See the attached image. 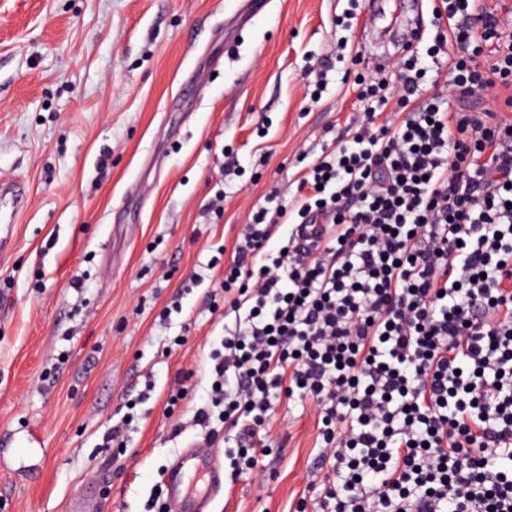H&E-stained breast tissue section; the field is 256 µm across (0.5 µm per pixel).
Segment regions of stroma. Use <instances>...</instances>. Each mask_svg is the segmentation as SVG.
<instances>
[{
  "label": "stroma",
  "instance_id": "stroma-1",
  "mask_svg": "<svg viewBox=\"0 0 512 512\" xmlns=\"http://www.w3.org/2000/svg\"><path fill=\"white\" fill-rule=\"evenodd\" d=\"M392 0H0V512H156L205 433L224 325L213 266L274 190H295L349 123L374 51L396 56ZM346 42L337 51V42ZM171 309L160 322L163 309ZM182 344L163 356L167 338ZM191 394L168 412L169 393ZM126 449L102 433L129 399ZM311 406L283 401L265 485L227 481L213 512H293L322 485ZM24 193L19 182L7 181L0 183V222L14 223L17 212L25 203Z\"/></svg>",
  "mask_w": 512,
  "mask_h": 512
}]
</instances>
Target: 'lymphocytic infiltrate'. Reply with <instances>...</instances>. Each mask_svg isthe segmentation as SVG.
I'll return each mask as SVG.
<instances>
[{"label":"lymphocytic infiltrate","mask_w":512,"mask_h":512,"mask_svg":"<svg viewBox=\"0 0 512 512\" xmlns=\"http://www.w3.org/2000/svg\"><path fill=\"white\" fill-rule=\"evenodd\" d=\"M432 15L433 45L394 64L407 115L363 87V126L254 213L220 283L234 325L191 424L235 429L232 476L262 481L276 403L313 404L317 512H512V31L470 0ZM494 87L496 109L453 106Z\"/></svg>","instance_id":"1"}]
</instances>
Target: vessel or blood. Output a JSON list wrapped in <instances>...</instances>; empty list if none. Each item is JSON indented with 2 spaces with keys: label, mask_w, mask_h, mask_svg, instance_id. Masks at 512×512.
Masks as SVG:
<instances>
[{
  "label": "vessel or blood",
  "mask_w": 512,
  "mask_h": 512,
  "mask_svg": "<svg viewBox=\"0 0 512 512\" xmlns=\"http://www.w3.org/2000/svg\"><path fill=\"white\" fill-rule=\"evenodd\" d=\"M25 203L19 182L0 183V222L13 223ZM224 490V471L215 449L192 443L179 454L169 470L166 500L175 512H207L210 503Z\"/></svg>",
  "instance_id": "b4317fda"
}]
</instances>
